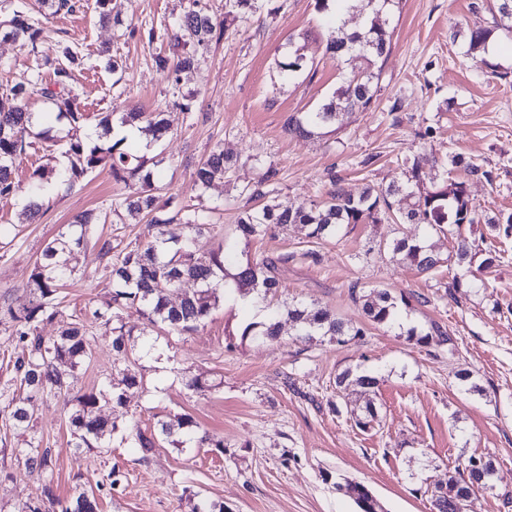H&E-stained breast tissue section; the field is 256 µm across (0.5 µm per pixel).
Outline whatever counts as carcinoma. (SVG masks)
I'll use <instances>...</instances> for the list:
<instances>
[{
    "label": "carcinoma",
    "instance_id": "carcinoma-1",
    "mask_svg": "<svg viewBox=\"0 0 512 512\" xmlns=\"http://www.w3.org/2000/svg\"><path fill=\"white\" fill-rule=\"evenodd\" d=\"M258 0H228V10L220 18L210 13L203 0H190L189 8L173 26H166L163 34L156 28L129 27L130 38L140 42L154 43L161 40L167 44L152 55V66L167 75L175 85L181 75L196 69L203 59V52L212 42L224 38L225 31L238 21L249 18L257 10ZM396 0H362L359 10L368 12V19L361 29L349 32L330 21L325 32V51L338 62L360 59L363 67L352 70L340 85L315 112L301 116L291 115L284 130L296 137H309L314 130L331 125L341 114L355 110H368L377 93L381 71L374 70L390 49L387 31L388 17ZM491 24L469 29L467 51L475 53L487 44L494 29L512 22V0H494L488 6ZM42 23L23 11L14 10L7 19H0V41H11L37 53L45 37ZM81 64L77 47L61 43L53 58L36 62V67L9 91L0 96V198L13 197L22 191L15 181L16 162L28 154H43L46 162L35 168L30 176L27 191L31 198L30 217L40 215L41 205L36 198L47 185L63 178L69 182L97 169H109L117 181L124 182L129 194L113 205V214L118 219L127 215L150 217L154 230L153 240L144 246L136 245L122 249L115 260L112 257V242L102 243L101 253L109 257L106 268L115 285L112 301L107 310L92 312L93 320L100 324L111 339L112 349L117 355L126 354V336L131 331L121 323L117 309L126 304L140 307L147 328L160 329L178 335L197 330L212 314L220 299V290L232 283L233 290L242 295L257 293L263 298H272L279 287L278 264L282 259L266 258L259 263L245 264L236 260L233 245L222 249L201 252L196 247V238L212 232L219 225L211 222V210L195 207L185 215L186 233L181 238L167 236L165 227L176 220L168 211V204L159 203V188L151 172L146 170L150 158L138 150L134 143L122 137L115 140L89 142L78 135L87 120L81 102L74 91L75 70ZM48 68L52 78L46 82L42 69ZM281 78L289 79L307 67V62L298 51L288 52V58L279 63ZM34 97L49 101L53 111L43 112L39 119L27 110V103ZM120 124L135 121L145 123L142 130L159 140L168 130L161 112H138L119 117ZM235 164L233 158L221 148L212 150L206 159L199 162L195 170V183L199 190L206 191L212 184L224 178V174ZM277 171L266 168L258 180L249 188L250 196L265 199L274 192ZM100 217L82 213L72 222V230L64 231L48 242L36 258L28 281L27 299L8 311L17 323L18 349L13 367L20 379L22 394L13 396L0 408L17 428L30 426L31 416L26 403L36 396L69 395L70 383L56 368L60 361L77 368L91 356L90 329L87 319L72 315L63 322L58 334L51 337L39 333V325L52 322L62 315V298L59 289L76 270L79 255L87 242L91 226L99 223ZM424 224L428 234L409 236L404 234L383 244V248L400 257V260L419 273H429L444 265L459 269L470 268L474 259L473 244L462 236L464 224H478L481 217L471 204L465 182L451 186H436V177L431 171L413 163L405 174V180L387 187H367L355 196L330 179L328 197L323 201L311 200L296 208H282L270 201L256 210L239 214L236 225L237 237L249 240L275 227L300 224L307 228V236L323 240L334 237L343 227L351 224ZM448 232L454 237L453 250L443 258L433 250L430 235ZM187 280L197 283L198 290L179 305L172 304L170 296ZM354 300L362 303L365 314L379 326H390L395 321L398 305L410 306V298L398 297L386 288H369L352 292ZM287 317L298 334L332 336L339 343L348 336H360L362 330L345 327L334 313L326 308L307 309L297 305L275 308L268 321L251 322L239 330L243 339H274L280 336L281 317ZM411 339L419 345H445L451 342L442 326L433 323L426 332L408 331ZM357 385L370 392L377 386V379L366 372L354 373L346 370L336 377V387L345 390ZM123 403V393L109 383L98 391L79 394L67 400L69 404L68 424L74 446L91 448L105 436L112 434L116 426L109 421L105 408ZM378 414L372 399L365 402L364 413L355 416L356 426L367 431L373 427ZM179 431L181 443L193 442L198 448H222L224 440L215 439L200 432L198 423L189 414L176 418V423H161V434L169 437ZM127 443L137 448L142 458H147L155 448V434L134 425ZM467 468L448 472V480L437 483L431 489V505L434 512H457L456 505L466 490L464 475ZM349 497L359 512H383V507L373 492L360 482L350 483ZM94 495L85 491L67 501L57 498L51 484H46L40 497L25 505L22 512H97Z\"/></svg>",
    "mask_w": 512,
    "mask_h": 512
}]
</instances>
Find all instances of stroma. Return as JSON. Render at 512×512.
<instances>
[{"label":"stroma","mask_w":512,"mask_h":512,"mask_svg":"<svg viewBox=\"0 0 512 512\" xmlns=\"http://www.w3.org/2000/svg\"><path fill=\"white\" fill-rule=\"evenodd\" d=\"M474 0H400L391 18V50L382 64L380 91L372 108L343 116L338 126L317 129L308 139L284 130L289 115L315 111L339 85L342 68L325 52L329 16L316 0H259V11L237 22L211 46L201 65L172 86L151 64L153 49L127 39L126 24L161 27L180 18L188 0H112L121 21L102 25L96 0H80L73 13L47 14L38 0H0V12L20 8L41 19L48 37L42 55L54 56L57 43H74L83 55L74 89L86 129L100 115L160 112L169 124L152 154L154 180L162 197L177 206H205L220 235L197 241L207 252L233 242L239 261L287 256L279 270L278 298L334 311L361 336L339 344L330 337L302 339L291 322L276 339L234 341L231 331L254 321L252 311L222 297L197 331L176 336L145 332L138 306L126 305L120 319L132 334L126 357L95 336L91 357L71 378L81 394L118 380L134 363L139 383L113 406L119 427L99 448L74 447L62 399L34 400L29 429L0 416V512H21L52 485L70 499L92 491L98 512H356L342 483L367 485L384 512H431L430 484L470 456L493 460L494 490L474 496L467 512H512V236L492 238L485 224L464 225L478 262L489 250L502 258L492 269L418 273L379 242L391 238L390 224H354L328 240L310 239L291 224L250 241L237 240L240 210L259 208L247 189L263 168L278 176L274 198L284 207L325 196L330 177L352 194L403 180V162L436 165L440 181H466L483 216L512 213V32L497 31L494 52L465 54L468 28L483 24ZM298 49L314 76L283 80L277 64ZM120 59L122 75L105 67L106 55ZM495 67L497 76L487 74ZM191 111H183V99ZM399 111H392L393 103ZM236 165L206 193L193 172L216 146ZM457 154L492 181L448 170ZM128 193L109 170H96L72 187L44 190L36 223H26L27 193L0 199V403L19 392L10 358L16 346L11 301L23 297L33 263L45 245L76 215L108 211ZM78 270L62 291L63 312L91 313L112 295L100 240L113 250L141 245L153 230L146 223L98 224ZM462 287H454V278ZM387 288L417 294L399 307L392 327L371 325L352 287ZM439 324L451 342L439 347L409 341L410 328ZM363 368L376 377L378 419L370 431L355 424L359 387L336 389L345 369ZM469 380H460L462 372ZM203 389L191 387V380ZM220 388H211V381ZM192 415L201 430L224 441L220 448L186 449L161 438L149 460L122 444L132 425L158 430L160 422ZM40 443L50 451L45 468L29 467L22 448ZM119 469L120 481L107 475Z\"/></svg>","instance_id":"35a3bbf8"}]
</instances>
